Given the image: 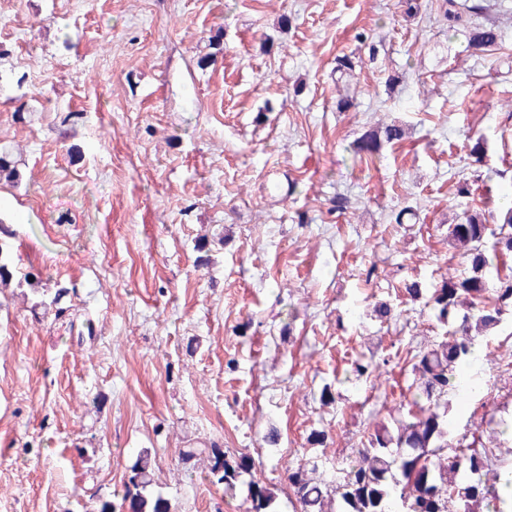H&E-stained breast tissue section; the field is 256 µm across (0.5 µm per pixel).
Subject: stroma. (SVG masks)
I'll use <instances>...</instances> for the list:
<instances>
[{"mask_svg":"<svg viewBox=\"0 0 512 512\" xmlns=\"http://www.w3.org/2000/svg\"><path fill=\"white\" fill-rule=\"evenodd\" d=\"M439 2L0 0V512H131L143 448L168 512H245L254 481L293 512L288 467L328 483L403 415L409 353L444 333L408 287L463 270L464 212L512 206V8L476 54ZM361 32L380 52L347 81ZM389 124L404 139L360 158ZM479 345L454 437L512 418V312ZM213 445L250 460L235 494L181 457Z\"/></svg>","mask_w":512,"mask_h":512,"instance_id":"35a3bbf8","label":"stroma"}]
</instances>
